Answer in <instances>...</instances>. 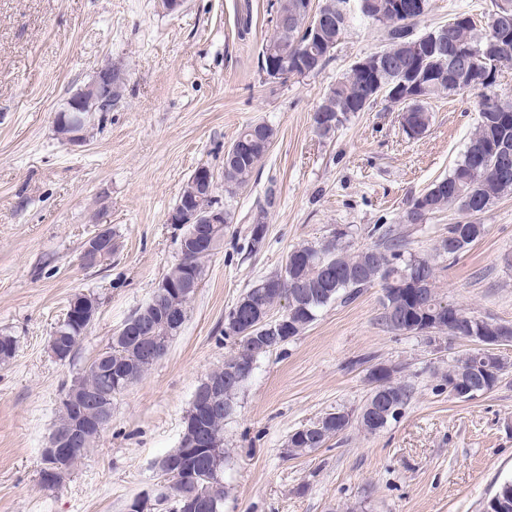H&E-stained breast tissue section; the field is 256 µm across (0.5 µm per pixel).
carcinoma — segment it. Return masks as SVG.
<instances>
[{"mask_svg":"<svg viewBox=\"0 0 512 512\" xmlns=\"http://www.w3.org/2000/svg\"><path fill=\"white\" fill-rule=\"evenodd\" d=\"M346 0H319L320 12L336 13V28L328 33V37L336 42L347 33L348 28L357 18L381 27L384 48L377 54L384 59L385 66L377 71L373 79L358 70L349 72L331 88L317 110L336 115V125H324L313 119L316 133L327 138L344 125L352 112H363L369 108L378 96H388L400 84L406 74L432 71L440 66V62L427 61L411 54L410 41L415 38L414 25L424 13L415 15L414 20L404 18L384 8L389 0H351L355 10L345 14L341 5ZM446 30L448 33V51H453L458 44L470 45L482 50L493 30V20H488L486 28L479 31L472 18L464 12L456 13L448 23L439 25L434 31ZM275 47L285 56L292 57L298 52L311 58L306 64L310 73L315 74L323 69L330 56L325 54L321 46L309 42L302 33V25L296 24L288 29L274 27L271 35L263 43V48ZM425 89L422 98L408 103L398 100L396 104L408 110L403 116L404 133L410 139L421 138L432 123V113L425 105V100L433 97L460 94L467 89L460 86L453 78H439L436 75L423 78ZM489 95L483 90L475 103L478 112L477 126L472 133L466 149L451 172L434 181L422 194L413 198L402 216L404 224H421L427 216L446 209L455 208L466 215L467 221L448 225V232L458 230L467 232L465 245L469 246L482 236L476 230L475 217L485 214L500 198L512 194V160L505 163L499 147L506 143L512 148V100L494 96L489 109L481 108L482 101ZM260 137L263 145L256 147L245 156L224 159V192L233 197L245 189L267 155L274 137V129L259 121L248 123L237 135L239 140ZM227 222L217 225L213 233V246L207 253L197 252L188 258L191 275L203 281L206 273V262L224 242V229L232 221L229 211H224ZM377 242L367 248L352 250L333 237L318 244H303L293 248L289 257L300 260L296 266L287 263L281 269L263 277L243 295L261 308L270 309L280 301L288 302L287 335L297 336L312 324L318 312L338 300L346 303L357 297L366 288L375 285L386 288V282L398 283L397 290L392 293V300L399 302V308H413L419 304L427 311L434 313L442 307L437 291H432L420 300H410L415 291L411 284L405 283L407 276L415 271L423 272L425 278L436 280V265L429 256L413 254L407 250L404 237L389 229L378 227ZM377 252L383 261V268L376 273H369L364 278L355 274L363 271L369 263V253ZM181 326H172L157 320L155 330L143 333L142 341L150 342L155 336L166 337L171 342ZM238 348L235 355L224 362V366L212 371L214 376H223L224 369L240 363H248L254 357L252 342L243 337H235ZM112 364L128 369L131 381L140 380L155 362L140 357L138 346L131 342L112 340L108 346ZM110 386L105 374L83 371L72 380L70 388L78 390H104ZM227 415L214 414L202 421L203 432L208 441L215 445H224V421ZM347 429V425L333 427L315 443L302 449L290 448L293 454L309 452L323 447L327 441Z\"/></svg>","mask_w":512,"mask_h":512,"instance_id":"cac0c4a2","label":"carcinoma"}]
</instances>
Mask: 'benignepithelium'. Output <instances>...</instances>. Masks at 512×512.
<instances>
[{
	"label": "benign epithelium",
	"mask_w": 512,
	"mask_h": 512,
	"mask_svg": "<svg viewBox=\"0 0 512 512\" xmlns=\"http://www.w3.org/2000/svg\"><path fill=\"white\" fill-rule=\"evenodd\" d=\"M420 7H422L420 0H391L389 3V8L401 16L415 15ZM440 43L441 37L430 32L415 39L411 49L425 55L435 51ZM499 47V41L491 39L485 57L478 60L473 56V51L458 46L450 59L444 60L443 71L450 73L463 87L485 85L497 76L496 52ZM262 59L266 61L268 71L272 73L274 80L282 82L292 76V73L288 72V66L278 63L274 51L267 52ZM124 81L125 76L120 70L102 68L91 82L67 100L66 108L54 114V126L64 130L60 138L70 144L85 143L89 131L95 124L97 113L112 111L113 95L121 89ZM191 181L195 187L193 196L187 198L180 209L171 212L168 221L171 224L194 225L190 235L181 237L183 250H205L210 247L212 241L209 225L224 223V206L216 203L217 183L209 167L204 165L197 167L191 174ZM115 247L112 231L107 227L100 228L86 241L79 256V263L84 268L100 266L112 256ZM196 292V282L192 278L183 280L174 288L167 281L161 282L151 300L141 306L137 314L123 323L117 332V338L129 340L140 336L146 319L153 318L156 309L162 305L160 297L170 293L180 297L193 295ZM239 309L244 312L247 319L234 325V329L241 334L254 332L261 335L263 344L259 351L274 349L283 344L284 339L276 337V329L285 322L288 313L285 312L274 318L269 311L253 308L248 300L240 302ZM448 311L457 319V322L448 326V339L475 341L479 346L476 360L465 359L461 364L457 380L448 387V393L459 399L473 400L482 394L489 393V388L495 387L498 383L499 375L512 366L511 362L499 354L501 347L512 345V326L475 314L458 315L453 305L448 306ZM97 312L98 307L95 304L76 299L70 304L60 324L79 325L86 330L94 324ZM400 332L425 334L433 339L441 335V332L433 327V321L429 316L403 325ZM253 367L254 364L249 363L228 370V374L222 378L211 375L206 377L195 391L193 407L196 416L205 419L221 408L229 410L231 403L224 401V393L229 391L240 377L252 371ZM388 369L390 365L379 364L372 367L368 373V381L372 388L366 407L359 416V422L363 425L368 424L376 428L386 422L389 416H395L400 412L399 399L380 387V382L377 381V378ZM101 396L102 393L96 391L73 399L72 406L76 412V420L67 432L62 434L55 432L49 437L42 451V457L48 463V469L45 472L47 487L55 488L61 484L67 474V461L78 446L82 445L89 432L99 434L112 421L111 415L104 412L95 419L85 420L86 408L97 406ZM335 418L341 421L351 420V416L345 412L338 413L334 417L326 415L302 430L301 436L319 437L324 433L325 428L332 425ZM204 442L205 437L198 433L188 429L183 431L179 448L158 462V469L163 477L160 492L153 498L148 494L136 497L129 505L128 512H154L156 506L168 497L169 487L173 482L180 479L187 481L195 479V472L187 467V464L200 452L207 453L212 461L209 473L210 490L218 489L222 485L220 466L224 455L217 448L207 447ZM208 503L209 494L207 493L197 498L190 497L182 500L178 512H205Z\"/></svg>",
	"instance_id": "obj_1"
}]
</instances>
